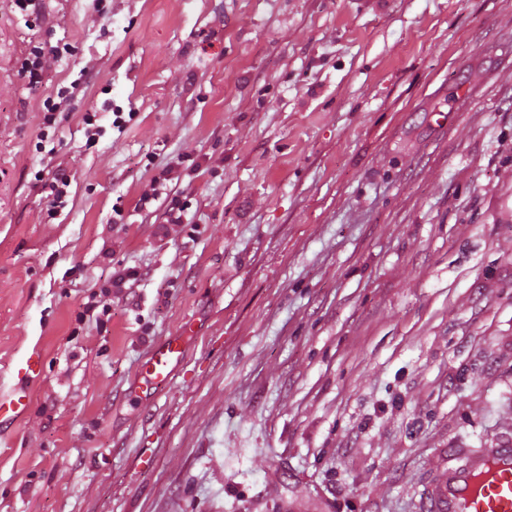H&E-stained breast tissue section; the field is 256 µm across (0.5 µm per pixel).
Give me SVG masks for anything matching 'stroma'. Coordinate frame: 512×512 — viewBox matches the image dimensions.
<instances>
[{
  "label": "stroma",
  "instance_id": "stroma-1",
  "mask_svg": "<svg viewBox=\"0 0 512 512\" xmlns=\"http://www.w3.org/2000/svg\"><path fill=\"white\" fill-rule=\"evenodd\" d=\"M39 11L0 0V512H427L449 449L512 442V0ZM37 42L69 51L32 88ZM47 175V178L45 177ZM35 180L40 182L42 189L47 193V198H50L52 209L50 215H54L57 212V208L64 204L62 200L67 193V187L70 185L69 176L62 170H48L44 173V169L38 171L35 174ZM184 355V343L178 337L168 339L150 353L140 372L138 395L143 402L171 383L174 367L182 363ZM29 404V395L24 390H17L8 400H0V421L8 422L21 413Z\"/></svg>",
  "mask_w": 512,
  "mask_h": 512
}]
</instances>
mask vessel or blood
Masks as SVG:
<instances>
[{
  "label": "vessel or blood",
  "instance_id": "b4317fda",
  "mask_svg": "<svg viewBox=\"0 0 512 512\" xmlns=\"http://www.w3.org/2000/svg\"><path fill=\"white\" fill-rule=\"evenodd\" d=\"M184 343L173 337L155 348L140 372L138 395L150 401L172 381L182 363ZM29 404L26 391L0 400V421L7 422ZM430 512H512V444L501 443L470 457L464 464L448 466L427 493Z\"/></svg>",
  "mask_w": 512,
  "mask_h": 512
}]
</instances>
